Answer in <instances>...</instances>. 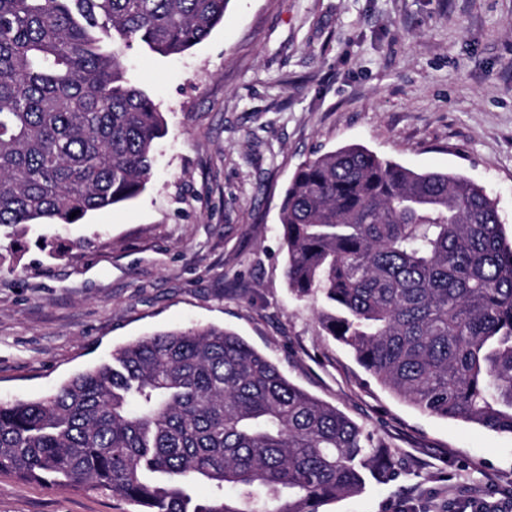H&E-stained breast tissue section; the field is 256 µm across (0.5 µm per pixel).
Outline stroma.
<instances>
[{"label":"stroma","mask_w":512,"mask_h":512,"mask_svg":"<svg viewBox=\"0 0 512 512\" xmlns=\"http://www.w3.org/2000/svg\"><path fill=\"white\" fill-rule=\"evenodd\" d=\"M166 134L134 200L0 229V401L40 398L139 337L217 326L384 444L398 475L324 512H458L512 489V435L421 413L326 336L284 277L300 164L358 144L486 190L512 237V0H230L183 54L126 50ZM0 512H136L0 476Z\"/></svg>","instance_id":"stroma-1"}]
</instances>
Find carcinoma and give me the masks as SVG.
<instances>
[{"label":"carcinoma","instance_id":"1","mask_svg":"<svg viewBox=\"0 0 512 512\" xmlns=\"http://www.w3.org/2000/svg\"><path fill=\"white\" fill-rule=\"evenodd\" d=\"M229 2L0 0V227L74 224L135 199L165 123L125 79L121 48L180 54ZM279 221L288 286L324 295L322 330L377 383L512 435V243L482 188L352 145L300 165ZM0 475L140 512H322L395 471L360 425L207 326L139 338L40 399L0 401ZM196 483L212 493L193 496Z\"/></svg>","mask_w":512,"mask_h":512}]
</instances>
